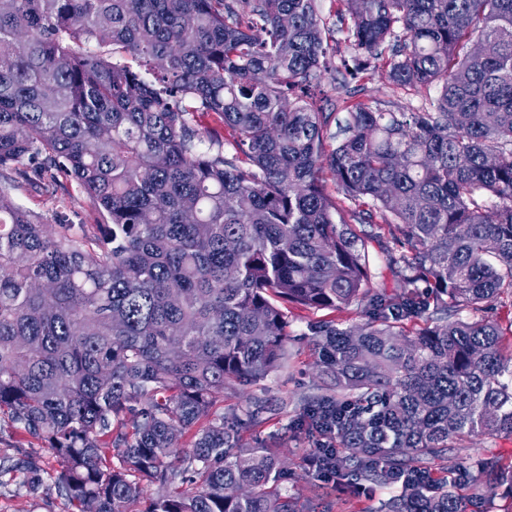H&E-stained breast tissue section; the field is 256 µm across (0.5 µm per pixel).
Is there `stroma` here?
<instances>
[{"instance_id": "stroma-1", "label": "stroma", "mask_w": 512, "mask_h": 512, "mask_svg": "<svg viewBox=\"0 0 512 512\" xmlns=\"http://www.w3.org/2000/svg\"><path fill=\"white\" fill-rule=\"evenodd\" d=\"M352 54L349 42L340 41L331 57V69L321 81L322 104L326 111L335 113L338 120H345L348 106L356 102L396 112L405 107H428L437 95L433 88L416 95L391 89L380 67L369 69L359 80L345 82L342 62ZM12 198L18 205L48 215L56 210L63 211L76 224L102 221L86 196L70 181L64 188L47 191L21 186L13 190ZM305 330L303 322L292 324L287 367L272 374L255 390L270 407L256 435L259 440L272 443L287 461L288 491L298 497L300 504L313 499L319 504V512H375L379 500L390 496V489L377 487L357 495L348 494L340 491L335 481L322 480L308 473L304 466L303 457L309 442L304 433L294 427L297 411L286 407L285 402L309 391L318 382L312 339L306 336ZM53 467L48 449L29 442L9 424H1L0 512H71L68 501L50 476Z\"/></svg>"}]
</instances>
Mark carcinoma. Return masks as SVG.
<instances>
[{
  "label": "carcinoma",
  "instance_id": "1",
  "mask_svg": "<svg viewBox=\"0 0 512 512\" xmlns=\"http://www.w3.org/2000/svg\"><path fill=\"white\" fill-rule=\"evenodd\" d=\"M236 2L0 0V419L49 448L71 512L152 486L144 512H300L244 440L266 400L217 406L288 364V312L358 303L362 323L307 322L310 454L354 494L395 487L376 512H512V460L451 455L512 436V317L486 316L512 306V0H339L345 76L381 62L439 96L352 104L329 152L316 0H248L247 23ZM62 176L104 223L11 197ZM383 251L375 246L371 250L372 272H374V285L377 288L385 289L389 293L395 292V280L386 269Z\"/></svg>",
  "mask_w": 512,
  "mask_h": 512
}]
</instances>
